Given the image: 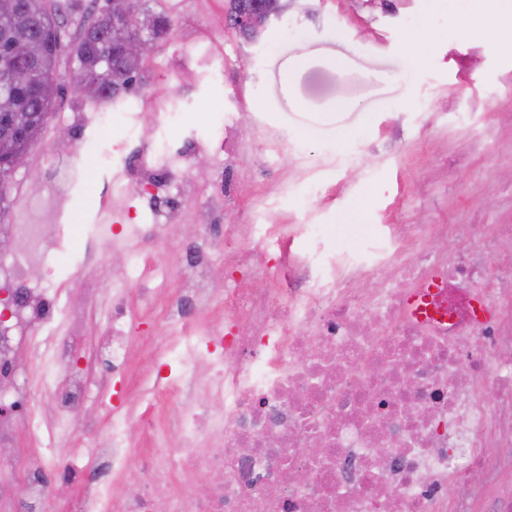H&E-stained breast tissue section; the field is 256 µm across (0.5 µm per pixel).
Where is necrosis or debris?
Segmentation results:
<instances>
[{"label": "necrosis or debris", "mask_w": 512, "mask_h": 512, "mask_svg": "<svg viewBox=\"0 0 512 512\" xmlns=\"http://www.w3.org/2000/svg\"><path fill=\"white\" fill-rule=\"evenodd\" d=\"M13 232L14 252L0 256L18 305L0 328V400L18 415L0 418V445L18 422L28 446L0 459V474L25 512H155L159 499L166 512H448L449 482L482 471L498 434L512 431V321L503 316L512 256L499 252L512 226L423 224L401 229L384 256L373 248L321 265L289 256L302 288H212L199 249H174L184 286L159 333L185 341L169 354L180 378L158 370L137 433L116 414L111 435L85 444L79 459L45 455L46 438L82 406L85 383L69 378L54 419L42 418L36 395L59 362L34 326L55 322L61 291L30 281L28 269L54 257L55 214L27 196ZM423 236L436 247L420 245ZM379 263L377 287L362 288ZM435 275L430 318L409 315V296ZM111 288L108 340L128 361L138 327L125 280ZM26 347L35 359L21 357ZM484 383L495 400L474 405ZM133 460L141 484L126 490ZM296 470L304 482H289ZM205 472L220 481L202 484ZM59 484L77 490L63 506Z\"/></svg>", "instance_id": "obj_1"}]
</instances>
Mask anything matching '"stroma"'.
Masks as SVG:
<instances>
[{
  "instance_id": "1",
  "label": "stroma",
  "mask_w": 512,
  "mask_h": 512,
  "mask_svg": "<svg viewBox=\"0 0 512 512\" xmlns=\"http://www.w3.org/2000/svg\"><path fill=\"white\" fill-rule=\"evenodd\" d=\"M87 2L48 0L62 22V90L12 181L46 179V150L73 156L85 173L59 201L56 259L36 272L63 290L58 324L39 336L55 342L61 373L87 379L98 409L73 415L52 451L72 456L78 442L106 434L116 395L137 426L132 410L147 396L144 382L113 370L104 342L105 286L127 259L110 239L85 232L103 223L104 194L125 209L123 227L170 224L179 245L192 224L231 222L263 234L250 268L238 267L232 241L213 269L217 283L255 291L268 288L276 257L386 243L394 224L512 225V33L490 23L460 39L465 0H286L253 40L227 26L230 0H140L144 17L166 16L172 30L155 39L108 127L98 119L102 105L69 89L79 34L93 18ZM196 48L223 58V73L180 67ZM170 104L183 119L159 127L154 116ZM62 129L64 147L56 143ZM162 138L189 153L185 177L161 189L170 205L121 194L120 186L146 181L156 162L146 147ZM224 183L230 195L218 194ZM269 224H323L328 232L288 239L266 234ZM75 311L80 329L62 342ZM485 466L452 484L459 512H495L497 500L512 499V447L490 449Z\"/></svg>"
}]
</instances>
